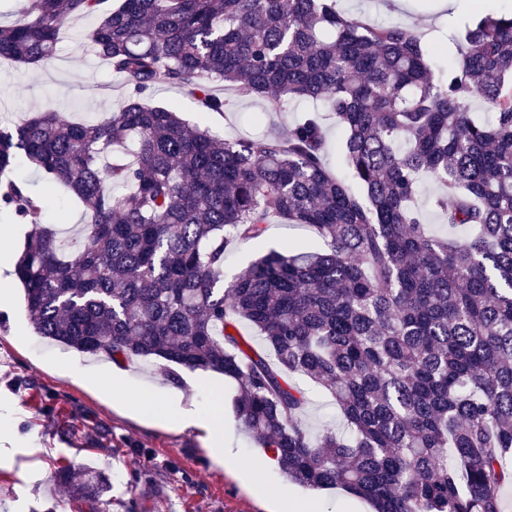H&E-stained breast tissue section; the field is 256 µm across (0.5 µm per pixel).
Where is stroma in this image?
Wrapping results in <instances>:
<instances>
[{
	"instance_id": "1",
	"label": "stroma",
	"mask_w": 512,
	"mask_h": 512,
	"mask_svg": "<svg viewBox=\"0 0 512 512\" xmlns=\"http://www.w3.org/2000/svg\"><path fill=\"white\" fill-rule=\"evenodd\" d=\"M345 16L398 20L412 27L430 49L433 70L452 67L460 55L457 39L474 17L512 11V0H477L476 6L453 10L443 0H336ZM93 19L68 21L55 56L38 65L0 63V127L10 129L32 113L54 111L73 121L97 120L118 107L125 93L119 78L92 51L83 35ZM156 105H173L190 123H203L216 135L262 142L267 130L284 127L307 112L322 117L329 151L326 163L342 166L338 146L344 132L322 102H286L274 110L268 101L240 95L225 87L223 112L201 114L196 100L176 85L156 89ZM296 240L315 249L323 241L304 225L276 219L264 239L241 241L227 253L224 279L232 281L268 250ZM8 308H0V512H88L72 497V484L90 463L112 480L110 512H270L271 503L288 488L301 496L275 463L260 473L257 488L215 466L204 430L154 424L124 411L90 384L91 378L119 371L134 391L158 396L179 393L184 406L207 411L223 398L224 447L243 463L264 460L238 422L231 400L235 385L224 376L162 361L115 363L49 343L38 336L24 307L23 289L12 282ZM82 368L73 377L70 366ZM303 423L311 435L340 429L344 421L331 398L308 385ZM68 467L60 480L58 464Z\"/></svg>"
}]
</instances>
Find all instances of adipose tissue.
Returning a JSON list of instances; mask_svg holds the SVG:
<instances>
[{
  "label": "adipose tissue",
  "mask_w": 512,
  "mask_h": 512,
  "mask_svg": "<svg viewBox=\"0 0 512 512\" xmlns=\"http://www.w3.org/2000/svg\"><path fill=\"white\" fill-rule=\"evenodd\" d=\"M107 381L113 395L141 415L156 420L171 421L181 427H203L209 435V453L213 462L235 473L245 482L254 481V469L243 466L238 458L228 454L224 449V420L221 406H214L208 412L195 415L183 409L176 398H156L132 391L122 376L112 374L108 376Z\"/></svg>",
  "instance_id": "adipose-tissue-1"
}]
</instances>
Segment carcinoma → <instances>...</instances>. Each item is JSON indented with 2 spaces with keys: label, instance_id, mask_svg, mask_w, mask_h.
<instances>
[{
  "label": "carcinoma",
  "instance_id": "carcinoma-1",
  "mask_svg": "<svg viewBox=\"0 0 512 512\" xmlns=\"http://www.w3.org/2000/svg\"><path fill=\"white\" fill-rule=\"evenodd\" d=\"M96 18V56L129 89L100 121L37 112L0 128V175L23 154L46 193L0 182V210L31 225L15 264L36 333L115 362L155 358L233 380L246 433L291 481L340 489L371 512H502L512 486V13L465 27L435 73L399 22L334 0H30L0 26V61L54 57L66 21ZM217 83L249 97L324 102L345 166L324 162L313 112L257 145L192 127L146 101L177 84L204 112ZM478 99L492 115H471ZM428 176L437 237L414 199ZM64 184L87 207L70 246L43 223ZM327 246L271 249L224 285L237 241L270 219ZM260 333L264 351L241 334ZM346 431L311 438L304 381ZM112 483L89 466L76 495L101 512Z\"/></svg>",
  "mask_w": 512,
  "mask_h": 512
}]
</instances>
